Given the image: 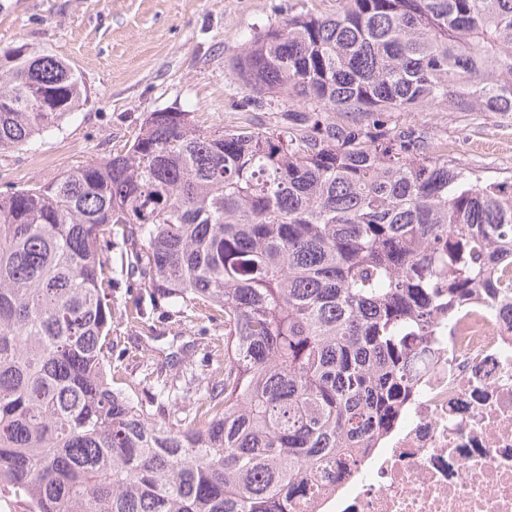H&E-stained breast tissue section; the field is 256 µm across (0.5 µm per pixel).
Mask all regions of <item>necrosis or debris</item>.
I'll list each match as a JSON object with an SVG mask.
<instances>
[{
    "mask_svg": "<svg viewBox=\"0 0 512 512\" xmlns=\"http://www.w3.org/2000/svg\"><path fill=\"white\" fill-rule=\"evenodd\" d=\"M438 331L399 423L293 512H512V308L474 300Z\"/></svg>",
    "mask_w": 512,
    "mask_h": 512,
    "instance_id": "1",
    "label": "necrosis or debris"
}]
</instances>
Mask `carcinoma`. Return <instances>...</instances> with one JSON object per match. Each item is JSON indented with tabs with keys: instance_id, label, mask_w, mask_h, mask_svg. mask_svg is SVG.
<instances>
[{
	"instance_id": "carcinoma-1",
	"label": "carcinoma",
	"mask_w": 512,
	"mask_h": 512,
	"mask_svg": "<svg viewBox=\"0 0 512 512\" xmlns=\"http://www.w3.org/2000/svg\"><path fill=\"white\" fill-rule=\"evenodd\" d=\"M231 66L254 106L300 114L152 112L127 150L0 194V493L30 512H288L392 428L440 322L512 299V184L382 120L512 113V0H345ZM87 100L64 61L0 47V154ZM114 249L151 306L223 319L206 385L112 386Z\"/></svg>"
}]
</instances>
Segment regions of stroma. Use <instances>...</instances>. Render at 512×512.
Segmentation results:
<instances>
[{"mask_svg": "<svg viewBox=\"0 0 512 512\" xmlns=\"http://www.w3.org/2000/svg\"><path fill=\"white\" fill-rule=\"evenodd\" d=\"M342 0H0V47L27 44L71 65L90 99L59 131L0 154V192L56 178L65 169L126 149L149 112L180 109L205 127L287 122L288 99L266 112L230 68L254 32L291 14L332 15ZM392 126L415 127L449 165L482 183L512 184V114L452 112L447 105L393 112ZM112 383H141L161 352H194L221 341L220 322L178 321L155 309L131 322L139 288L112 262Z\"/></svg>", "mask_w": 512, "mask_h": 512, "instance_id": "35a3bbf8", "label": "stroma"}]
</instances>
